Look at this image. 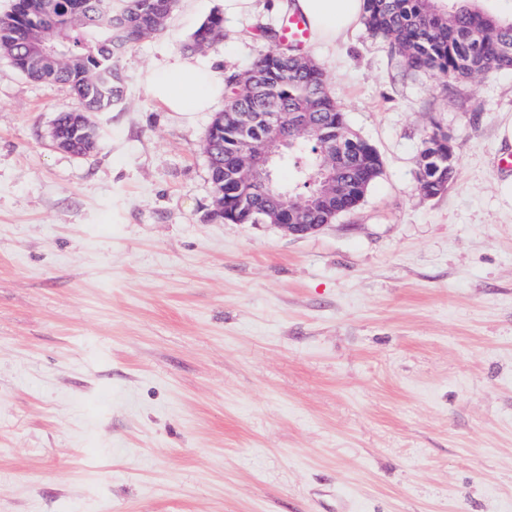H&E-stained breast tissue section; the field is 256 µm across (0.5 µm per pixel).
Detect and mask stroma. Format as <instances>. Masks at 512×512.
<instances>
[{"mask_svg": "<svg viewBox=\"0 0 512 512\" xmlns=\"http://www.w3.org/2000/svg\"><path fill=\"white\" fill-rule=\"evenodd\" d=\"M177 0L117 59L95 150L50 137L77 103L0 55V512H512V70L448 85L357 28L302 52L384 168L295 238L214 217L215 113L168 112L148 69L224 74L277 48ZM458 173L426 196L421 142ZM224 36V20L219 14H212L193 34L191 48L211 46L219 43ZM454 146L448 135L441 130L433 131L423 141L421 149V169L419 167L418 183L422 192L427 196H436L440 194L439 170L435 171V164L448 169V184L455 178L456 169L453 163L448 164V156H452Z\"/></svg>", "mask_w": 512, "mask_h": 512, "instance_id": "1", "label": "stroma"}]
</instances>
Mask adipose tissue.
<instances>
[{
	"mask_svg": "<svg viewBox=\"0 0 512 512\" xmlns=\"http://www.w3.org/2000/svg\"><path fill=\"white\" fill-rule=\"evenodd\" d=\"M293 6L306 16L310 36L318 43H335L357 27L363 0H294ZM150 97L170 112H207L224 93V78L196 59L173 57L165 67L147 77Z\"/></svg>",
	"mask_w": 512,
	"mask_h": 512,
	"instance_id": "obj_1",
	"label": "adipose tissue"
}]
</instances>
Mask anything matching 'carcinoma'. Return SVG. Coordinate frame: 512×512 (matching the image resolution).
<instances>
[{
    "label": "carcinoma",
    "mask_w": 512,
    "mask_h": 512,
    "mask_svg": "<svg viewBox=\"0 0 512 512\" xmlns=\"http://www.w3.org/2000/svg\"><path fill=\"white\" fill-rule=\"evenodd\" d=\"M121 13L114 0H13L0 16V54L28 78L67 86L78 101L73 112L59 115L53 133L75 140L72 153L84 156L97 143L90 114L105 112L122 97L114 51L129 48L164 29V20L176 0H167L163 14L148 17L151 0H123ZM362 24L381 38L408 69L427 71L450 81L512 69V18L485 12L476 0H449L448 9L436 0H364ZM224 36V20L211 15L193 34L191 47L214 45ZM289 59L277 49L261 55L252 75L229 87L226 112L254 116L272 108L315 114L316 129L301 137L296 147L314 150L324 129L336 124V140L345 143V161L336 165V184L317 198L310 224H329L357 207L382 173L378 151L350 131L345 116L331 96L322 68L312 59L288 49ZM235 134L213 121L205 144L212 182L224 183V206L229 223L249 224L252 217L239 208L234 192ZM454 152L449 136L437 130L423 141L418 183L427 196L440 194L435 165L456 176L448 156Z\"/></svg>",
    "instance_id": "1"
}]
</instances>
